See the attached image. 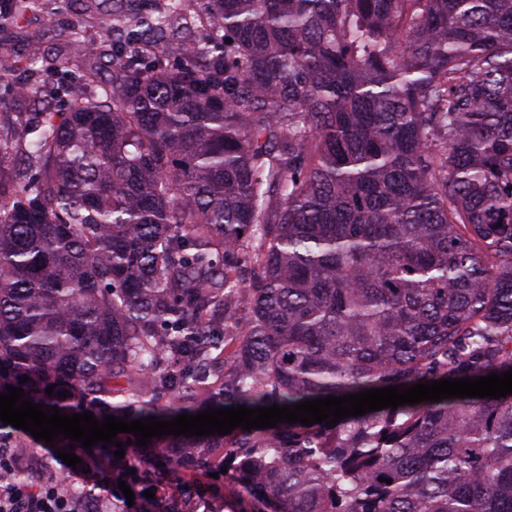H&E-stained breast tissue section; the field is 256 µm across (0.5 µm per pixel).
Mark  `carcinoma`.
Here are the masks:
<instances>
[{
    "label": "carcinoma",
    "mask_w": 512,
    "mask_h": 512,
    "mask_svg": "<svg viewBox=\"0 0 512 512\" xmlns=\"http://www.w3.org/2000/svg\"><path fill=\"white\" fill-rule=\"evenodd\" d=\"M109 56L55 109L0 48V393L170 420L512 369V0H157ZM144 453L262 512H512V394Z\"/></svg>",
    "instance_id": "cac0c4a2"
}]
</instances>
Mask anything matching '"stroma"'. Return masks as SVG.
Returning <instances> with one entry per match:
<instances>
[{"label": "stroma", "mask_w": 512, "mask_h": 512, "mask_svg": "<svg viewBox=\"0 0 512 512\" xmlns=\"http://www.w3.org/2000/svg\"><path fill=\"white\" fill-rule=\"evenodd\" d=\"M112 32V0H37L23 19H16L9 0H0V45L20 64L38 72L35 94L44 101L59 103L63 79L76 76L75 68L63 67L73 43H95ZM134 468V478L126 479L135 494L128 512H137L146 490L156 488L151 464L138 449L125 451L123 464L112 472L113 479L123 478L126 468ZM202 512H258L256 501L240 492L228 476L203 477L195 487Z\"/></svg>", "instance_id": "35a3bbf8"}]
</instances>
